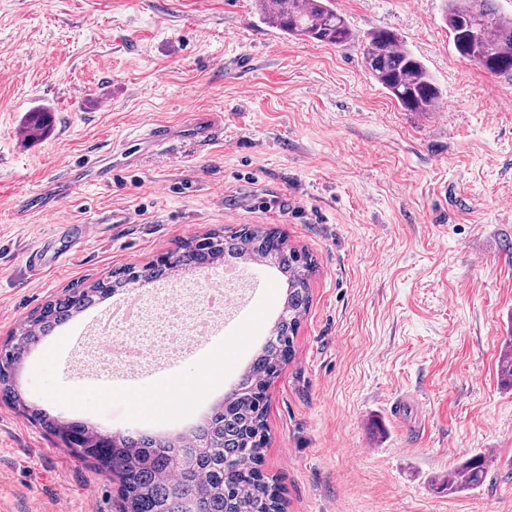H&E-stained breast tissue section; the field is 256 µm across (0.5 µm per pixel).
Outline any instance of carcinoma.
I'll return each mask as SVG.
<instances>
[{"instance_id": "obj_1", "label": "carcinoma", "mask_w": 512, "mask_h": 512, "mask_svg": "<svg viewBox=\"0 0 512 512\" xmlns=\"http://www.w3.org/2000/svg\"><path fill=\"white\" fill-rule=\"evenodd\" d=\"M255 9L285 37L332 46L359 44L365 69L404 112H433L442 98L440 87L401 34L378 28L357 36L335 0H256ZM443 20L461 57L478 62L491 74H512V15L501 13L496 0H444ZM48 123L46 109L32 111L25 121L28 139H42ZM212 237L215 245L208 256L194 248V240L184 241L168 261L149 268L148 278L167 279L184 266L259 261L284 277L287 298L271 337L190 438L90 432L84 423L60 420L29 406L16 388L14 375L24 353L97 299L130 287L129 268L113 272L104 285L94 283L43 306L14 332L22 343L9 340L3 345L0 398L20 408L45 432L72 442L81 458L116 475L121 482V512H281L275 484L256 468L268 435L265 392L281 373L283 349L293 346L309 309L314 261L270 228L243 225ZM498 378L502 387L512 388V336L504 341ZM487 472L483 456L465 459L448 477V493L479 488Z\"/></svg>"}]
</instances>
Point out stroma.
Instances as JSON below:
<instances>
[{"label":"stroma","instance_id":"stroma-1","mask_svg":"<svg viewBox=\"0 0 512 512\" xmlns=\"http://www.w3.org/2000/svg\"><path fill=\"white\" fill-rule=\"evenodd\" d=\"M336 7L357 33L404 36L447 112L402 111L359 49L285 38L258 20L254 0H0V344L66 289L224 227L273 228L316 264L293 356L267 392L260 469L284 512H512V390L498 380L512 335V75L455 51L442 0ZM39 106L52 128L31 141L23 122ZM205 113L223 118L222 141L187 132ZM156 120L171 127L168 159L132 160L123 145ZM88 155L111 168V184L16 217L22 198ZM113 203L138 223H113ZM64 215L96 235L69 246ZM45 244L56 268L35 283L28 259ZM224 270L189 268L136 291L186 289L196 312ZM241 270L260 323L189 411L72 403L95 387L87 365L122 372L94 356L91 328L110 297L27 352L25 401L111 432L190 434L286 298L276 270ZM475 454L490 457L485 483L449 494V472ZM119 486L0 400V512H118Z\"/></svg>","mask_w":512,"mask_h":512}]
</instances>
